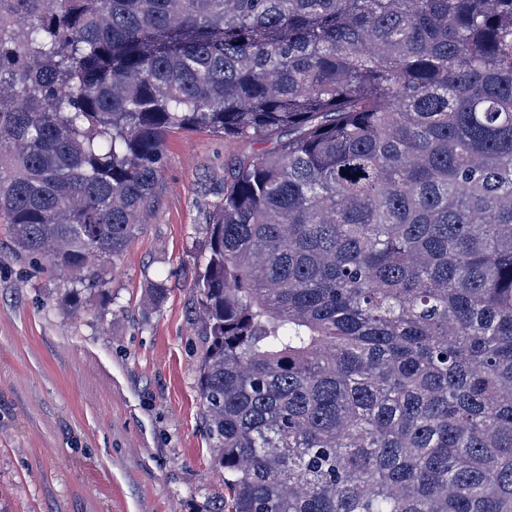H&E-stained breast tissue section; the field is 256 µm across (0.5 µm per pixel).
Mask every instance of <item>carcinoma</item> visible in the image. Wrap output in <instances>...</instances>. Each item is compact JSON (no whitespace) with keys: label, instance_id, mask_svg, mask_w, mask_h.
<instances>
[{"label":"carcinoma","instance_id":"obj_1","mask_svg":"<svg viewBox=\"0 0 512 512\" xmlns=\"http://www.w3.org/2000/svg\"><path fill=\"white\" fill-rule=\"evenodd\" d=\"M175 130L244 146L191 272L211 512H512V0H0V221L63 307Z\"/></svg>","mask_w":512,"mask_h":512}]
</instances>
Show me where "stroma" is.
I'll list each match as a JSON object with an SVG mask.
<instances>
[{"mask_svg":"<svg viewBox=\"0 0 512 512\" xmlns=\"http://www.w3.org/2000/svg\"><path fill=\"white\" fill-rule=\"evenodd\" d=\"M240 149L206 131L169 135L154 214L78 319L56 301L62 276L15 251L0 224V512H209L223 496L181 270L205 261L206 215Z\"/></svg>","mask_w":512,"mask_h":512,"instance_id":"1","label":"stroma"}]
</instances>
